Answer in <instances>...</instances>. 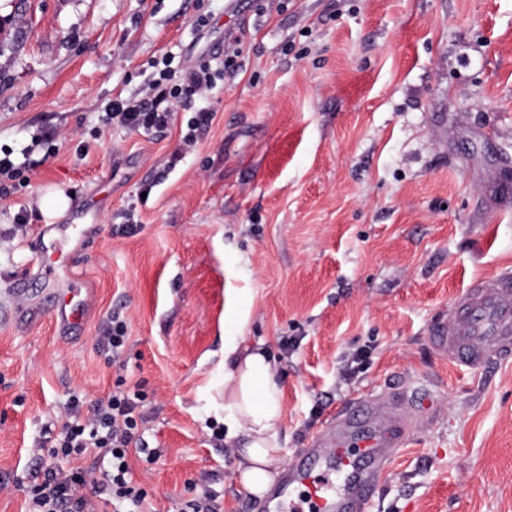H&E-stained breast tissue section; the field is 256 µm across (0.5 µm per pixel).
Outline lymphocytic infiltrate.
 <instances>
[{"label": "lymphocytic infiltrate", "mask_w": 512, "mask_h": 512, "mask_svg": "<svg viewBox=\"0 0 512 512\" xmlns=\"http://www.w3.org/2000/svg\"><path fill=\"white\" fill-rule=\"evenodd\" d=\"M223 77V70L204 61L179 71L165 68L149 98H115L107 104L106 116L125 128L161 131L178 104L203 96ZM144 399L140 386L120 387L96 400L86 417L79 397H72L68 419L46 451L50 463L43 478L28 491V512H104L108 507L113 512H141L147 493L132 476L128 454L138 451L149 463L159 454L141 431ZM88 455L104 466L102 481L88 482V469L75 466V459Z\"/></svg>", "instance_id": "f902f5d3"}]
</instances>
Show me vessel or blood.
I'll return each mask as SVG.
<instances>
[{
    "label": "vessel or blood",
    "instance_id": "vessel-or-blood-1",
    "mask_svg": "<svg viewBox=\"0 0 512 512\" xmlns=\"http://www.w3.org/2000/svg\"><path fill=\"white\" fill-rule=\"evenodd\" d=\"M63 262L57 239L44 246L36 266L56 273ZM83 301L66 299L55 318L66 329L84 317ZM435 348L466 367L512 357V280L474 282L430 326ZM410 418L398 399L362 400L341 409L315 436L269 494V512H363L400 445Z\"/></svg>",
    "mask_w": 512,
    "mask_h": 512
}]
</instances>
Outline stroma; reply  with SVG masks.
<instances>
[{"mask_svg": "<svg viewBox=\"0 0 512 512\" xmlns=\"http://www.w3.org/2000/svg\"><path fill=\"white\" fill-rule=\"evenodd\" d=\"M228 33L231 71L167 130L103 123L163 57L223 64ZM202 107L211 125L167 168ZM40 130L52 149L0 176V512H25L71 396L121 375L143 383L162 451L132 461L145 512H186L205 486L224 512H261L212 439L228 336L275 360L284 462L341 408L397 395L412 425L365 512H512V360L464 367L429 338L470 284L512 276V0H0V148ZM52 223L71 268L41 277ZM71 291L86 311L65 332ZM115 312L117 364L98 344Z\"/></svg>", "mask_w": 512, "mask_h": 512, "instance_id": "obj_1", "label": "stroma"}]
</instances>
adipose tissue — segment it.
I'll return each mask as SVG.
<instances>
[{"mask_svg": "<svg viewBox=\"0 0 512 512\" xmlns=\"http://www.w3.org/2000/svg\"><path fill=\"white\" fill-rule=\"evenodd\" d=\"M224 443L238 449L236 472L253 496L265 497L278 475L287 435L283 391L263 346L224 344Z\"/></svg>", "mask_w": 512, "mask_h": 512, "instance_id": "1", "label": "adipose tissue"}]
</instances>
